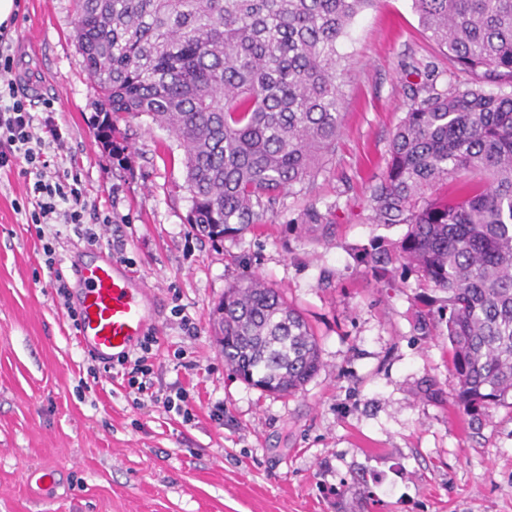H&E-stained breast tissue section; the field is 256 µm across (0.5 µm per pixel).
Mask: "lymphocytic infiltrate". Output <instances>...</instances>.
<instances>
[{
  "label": "lymphocytic infiltrate",
  "instance_id": "lymphocytic-infiltrate-1",
  "mask_svg": "<svg viewBox=\"0 0 512 512\" xmlns=\"http://www.w3.org/2000/svg\"><path fill=\"white\" fill-rule=\"evenodd\" d=\"M13 61L0 48V171L20 170L27 186L30 208L26 214L37 236L47 226L70 224L88 243L104 238L112 225L108 213L89 209L88 190L77 171L52 165L49 152L66 147V133L52 109L43 115L30 112L26 97L18 95L9 74Z\"/></svg>",
  "mask_w": 512,
  "mask_h": 512
}]
</instances>
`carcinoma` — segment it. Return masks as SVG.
Returning a JSON list of instances; mask_svg holds the SVG:
<instances>
[{"label":"carcinoma","mask_w":512,"mask_h":512,"mask_svg":"<svg viewBox=\"0 0 512 512\" xmlns=\"http://www.w3.org/2000/svg\"><path fill=\"white\" fill-rule=\"evenodd\" d=\"M374 0H72L73 40L103 110L97 134L145 115L183 147L189 223L222 240L273 221L314 180L342 118L340 52ZM448 57V80L421 81L368 186L371 219L398 240L359 249L373 270L415 275L436 312L417 330L448 340L455 404L476 417L512 400V0H412ZM304 224L334 222L307 207ZM224 366L290 395L321 367L310 325L279 291L247 276L213 311Z\"/></svg>","instance_id":"cac0c4a2"}]
</instances>
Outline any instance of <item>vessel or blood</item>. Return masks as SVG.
<instances>
[{
	"mask_svg": "<svg viewBox=\"0 0 512 512\" xmlns=\"http://www.w3.org/2000/svg\"><path fill=\"white\" fill-rule=\"evenodd\" d=\"M83 294L78 336L81 346L98 354H128L150 333L152 294L110 257L82 265L76 272Z\"/></svg>",
	"mask_w": 512,
	"mask_h": 512,
	"instance_id": "b4317fda",
	"label": "vessel or blood"
}]
</instances>
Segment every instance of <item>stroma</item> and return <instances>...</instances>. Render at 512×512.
<instances>
[{
    "label": "stroma",
    "mask_w": 512,
    "mask_h": 512,
    "mask_svg": "<svg viewBox=\"0 0 512 512\" xmlns=\"http://www.w3.org/2000/svg\"><path fill=\"white\" fill-rule=\"evenodd\" d=\"M19 2L5 39L45 88L31 109L52 100L68 130L55 163L75 166L90 204L111 213L113 257L152 290L153 392L185 389L193 418L136 404L119 363L79 344L43 249L72 284L89 245L69 224L37 240L23 178L0 175V512H512V407L477 422L459 412L447 343L415 328L414 281L382 287L353 256L405 231L372 223L367 189L387 168L410 65L448 68L412 0H376L343 42L342 126L324 171L281 197L275 222L221 242L188 222L184 150L168 131L128 117L123 153L99 141L71 0ZM312 203L335 208L329 231L297 223ZM248 274L318 339L322 367L297 394H262L224 366L211 312Z\"/></svg>",
    "instance_id": "obj_1"
}]
</instances>
